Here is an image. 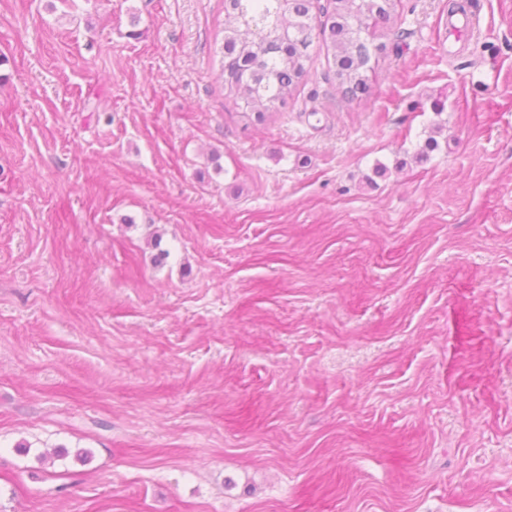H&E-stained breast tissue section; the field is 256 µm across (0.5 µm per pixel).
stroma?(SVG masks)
Returning a JSON list of instances; mask_svg holds the SVG:
<instances>
[{"mask_svg":"<svg viewBox=\"0 0 512 512\" xmlns=\"http://www.w3.org/2000/svg\"><path fill=\"white\" fill-rule=\"evenodd\" d=\"M449 1L247 127L224 0H0V512H512V0Z\"/></svg>","mask_w":512,"mask_h":512,"instance_id":"stroma-1","label":"stroma"}]
</instances>
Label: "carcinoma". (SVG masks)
Returning <instances> with one entry per match:
<instances>
[{"label":"carcinoma","instance_id":"cac0c4a2","mask_svg":"<svg viewBox=\"0 0 512 512\" xmlns=\"http://www.w3.org/2000/svg\"><path fill=\"white\" fill-rule=\"evenodd\" d=\"M397 0H332L326 21L311 24L312 0H224L222 72L227 96L241 98L243 117L262 123L275 104L285 103L311 76V49L327 46L336 85L353 93L365 90L387 46L365 34L369 22H389Z\"/></svg>","mask_w":512,"mask_h":512}]
</instances>
